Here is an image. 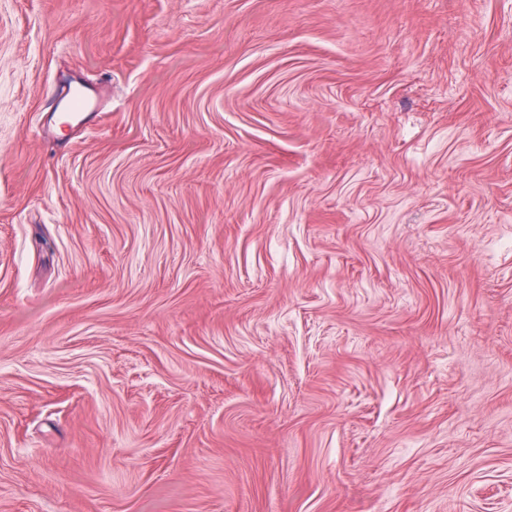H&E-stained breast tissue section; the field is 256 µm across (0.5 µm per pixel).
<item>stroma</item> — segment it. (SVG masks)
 Returning <instances> with one entry per match:
<instances>
[{"instance_id":"obj_1","label":"stroma","mask_w":512,"mask_h":512,"mask_svg":"<svg viewBox=\"0 0 512 512\" xmlns=\"http://www.w3.org/2000/svg\"><path fill=\"white\" fill-rule=\"evenodd\" d=\"M0 512H512V0H0ZM60 105H63L72 111L69 114L63 115L60 119V126L64 128L70 124L73 117L81 118V120L86 118L85 114H87V112L84 111L97 108V101L95 99L88 98L84 93H81L75 94L71 100L69 98H60L57 106Z\"/></svg>"}]
</instances>
